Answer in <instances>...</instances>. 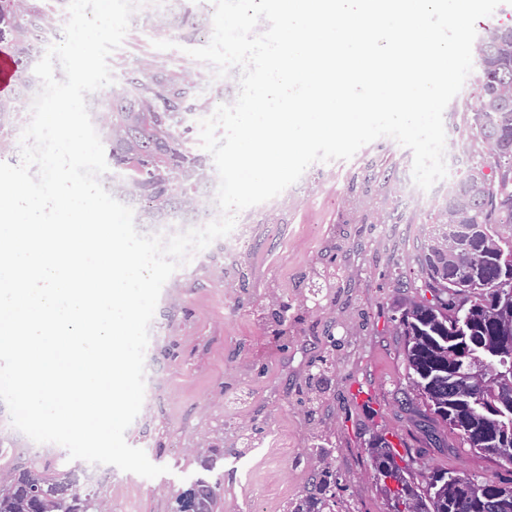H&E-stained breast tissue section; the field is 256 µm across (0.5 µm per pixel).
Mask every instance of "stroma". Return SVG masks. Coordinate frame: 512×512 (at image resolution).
<instances>
[{
    "instance_id": "obj_1",
    "label": "stroma",
    "mask_w": 512,
    "mask_h": 512,
    "mask_svg": "<svg viewBox=\"0 0 512 512\" xmlns=\"http://www.w3.org/2000/svg\"><path fill=\"white\" fill-rule=\"evenodd\" d=\"M38 26V51L63 38L68 0H23ZM214 0H154L136 10L122 45L109 57L114 88L170 78L191 90L186 113L189 145L200 151L199 121L239 93L238 68L216 77L211 64L188 49L209 43ZM157 40L173 49L154 48ZM479 70H472L447 105L445 162L448 173L430 189L412 175L413 154L381 137L351 159L318 162L279 196L239 212L233 231L195 253L164 284L149 326L145 352V399L125 433L131 446L166 472L146 479L112 465L72 460L56 444H37L15 429L0 402V485L25 468L74 471L82 490L94 493L103 512H175V496L197 479L220 497L218 512H253L269 495V482L288 486L289 498L306 492L315 473L336 479L335 512H389L377 481L371 445L392 442L414 482L433 468L512 480V465L458 447L447 429L433 422L407 378L402 315L431 299L420 259L454 186L471 169L493 170L490 146L476 138ZM31 99L0 121V160L18 164L20 135L31 119ZM102 186L133 210L137 230L169 236L215 218L206 203L219 177L207 163L194 210L155 215L141 203L131 181L115 169ZM334 272L333 285L309 301L315 272ZM288 303V334L278 337L262 310ZM332 373L312 410L306 386L320 358ZM243 392L250 399L225 426L224 398ZM278 436L288 455L272 476L245 482L252 463L245 436ZM330 450L317 456L319 447ZM219 456L212 469L200 461L209 448Z\"/></svg>"
}]
</instances>
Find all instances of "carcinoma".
Segmentation results:
<instances>
[{
  "mask_svg": "<svg viewBox=\"0 0 512 512\" xmlns=\"http://www.w3.org/2000/svg\"><path fill=\"white\" fill-rule=\"evenodd\" d=\"M37 26L26 18L16 0H0V43L14 46L20 69L15 78L19 86L17 98H23L32 84L27 70L38 39ZM512 85V56L501 57L490 52L488 63L482 69L479 86ZM112 121L109 128L126 125L131 139L123 140L107 133V160L126 173L137 189L140 201L148 210L163 213L177 204L191 188L183 180L193 181L204 169L202 157L187 147L184 119L177 112L162 116L171 131L170 142L164 149L152 142V123L136 125L130 109L132 102L120 92L112 94ZM505 128L487 134L480 130L476 136L484 140L504 137L512 143V105L501 110ZM467 231L458 239L459 250L469 254L472 261L450 266L431 259L426 254L423 267L427 275L425 286L433 289L434 298L413 306L404 313L403 333L406 336L405 362L408 379L418 391L422 404L436 422L455 434L470 451L512 464V394L505 397L500 388L512 383V349L492 358L486 369L490 380L480 382L473 376L474 359L461 349V343L471 348L476 344L492 342L494 331L478 326L466 339L458 336L463 315L487 304H512V238L500 241L505 226L512 227V179L504 182L499 198L463 216ZM498 242L501 257L486 263L482 255L484 245ZM434 360L445 361L456 367L455 380L469 393L465 402L441 397L442 384L447 374L432 368ZM333 363L321 359L317 371L308 374V387L319 388L332 371ZM375 474L380 479L392 478L397 488H385L393 500V512H493L491 500L502 496L512 512V484L483 478L476 473L450 472L434 468L424 484L417 485L405 476L397 462V453L388 441L377 439L373 455ZM72 472L49 469H30L14 478V484L0 487V512H28L30 503L19 491L28 481L38 482L40 499L50 512H96L94 495L84 492L77 484L68 493H59L60 485ZM178 512H217L219 495L215 488L197 495L189 489L176 497ZM336 494L328 471L322 472L312 493L287 503L285 512H333Z\"/></svg>",
  "mask_w": 512,
  "mask_h": 512,
  "instance_id": "cac0c4a2",
  "label": "carcinoma"
}]
</instances>
